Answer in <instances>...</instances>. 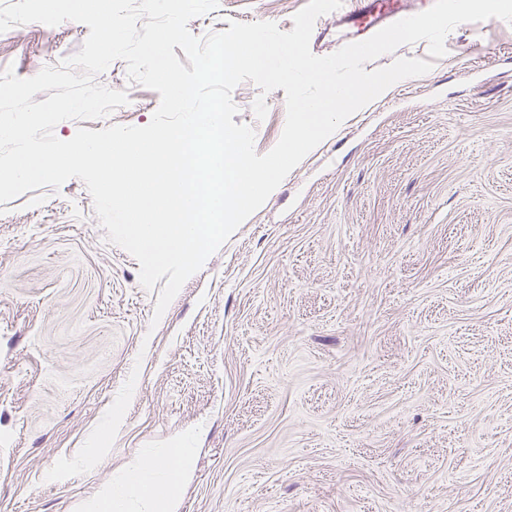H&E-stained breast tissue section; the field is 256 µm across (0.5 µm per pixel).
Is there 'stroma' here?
I'll return each instance as SVG.
<instances>
[{"mask_svg": "<svg viewBox=\"0 0 512 512\" xmlns=\"http://www.w3.org/2000/svg\"><path fill=\"white\" fill-rule=\"evenodd\" d=\"M308 0H219L279 30ZM30 78L89 29L23 25ZM311 150L163 315L84 183L0 204V512H75L145 454L194 439L179 512H512V24L464 23ZM147 125L158 92L114 61ZM241 83L234 123L278 142L284 90ZM121 410L123 426L101 432Z\"/></svg>", "mask_w": 512, "mask_h": 512, "instance_id": "35a3bbf8", "label": "stroma"}]
</instances>
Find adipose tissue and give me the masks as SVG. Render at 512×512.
Returning <instances> with one entry per match:
<instances>
[{"instance_id": "ef3b65f1", "label": "adipose tissue", "mask_w": 512, "mask_h": 512, "mask_svg": "<svg viewBox=\"0 0 512 512\" xmlns=\"http://www.w3.org/2000/svg\"><path fill=\"white\" fill-rule=\"evenodd\" d=\"M194 455L186 441L168 450L166 462L145 456L125 476L80 502L77 512H178V491L192 470Z\"/></svg>"}]
</instances>
